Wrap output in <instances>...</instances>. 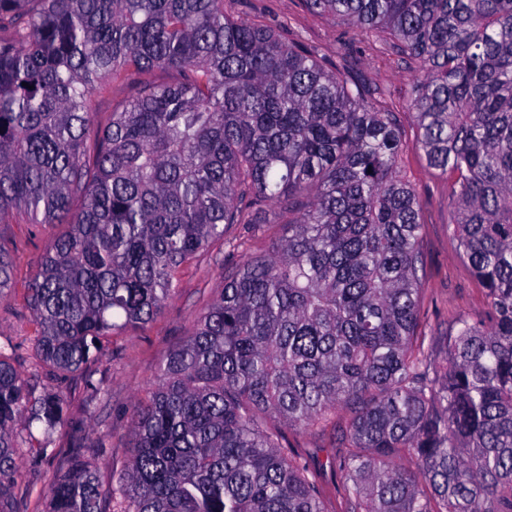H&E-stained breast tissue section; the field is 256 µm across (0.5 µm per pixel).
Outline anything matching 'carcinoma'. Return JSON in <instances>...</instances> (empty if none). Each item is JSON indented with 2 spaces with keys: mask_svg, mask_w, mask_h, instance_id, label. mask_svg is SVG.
Wrapping results in <instances>:
<instances>
[{
  "mask_svg": "<svg viewBox=\"0 0 512 512\" xmlns=\"http://www.w3.org/2000/svg\"><path fill=\"white\" fill-rule=\"evenodd\" d=\"M420 63L418 148L454 177L460 257L486 292L448 355L422 332L420 205L393 113L224 0H0V223L64 224L28 280L42 374L108 395L91 364L161 314L183 269L246 211L299 203L288 235L224 279L130 414L123 476L75 459L48 512H512V0H303ZM162 70L171 79L151 75ZM121 81L105 122L92 96ZM0 241V297L12 288ZM0 346V512L16 449L59 391ZM350 418L326 463L282 445Z\"/></svg>",
  "mask_w": 512,
  "mask_h": 512,
  "instance_id": "carcinoma-1",
  "label": "carcinoma"
}]
</instances>
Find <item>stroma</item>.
<instances>
[{
    "label": "stroma",
    "mask_w": 512,
    "mask_h": 512,
    "mask_svg": "<svg viewBox=\"0 0 512 512\" xmlns=\"http://www.w3.org/2000/svg\"><path fill=\"white\" fill-rule=\"evenodd\" d=\"M234 17L262 23L283 37L300 41L321 58L350 66L354 76L376 94L377 108L394 113L405 147L398 167L413 185L421 206L420 249L424 259L421 315L436 357H444L454 322L462 315H482L487 310L485 291L460 259L449 226L455 221L451 175L429 166L415 146L418 129L410 109L413 63L383 34L367 35L342 22L308 11L302 0H228ZM296 213L287 204L268 207L259 224L228 228L224 243H217L180 275L175 292L163 312L144 330L114 338L110 349L94 364L109 389L89 417L83 405V388L72 383L63 390L66 424L61 428L54 457H40L29 448L17 451L20 478L15 489L18 512H44L54 478L76 456L96 469L103 486L118 479L133 443L130 410L143 397L161 362L188 336L195 317L219 294L226 274L241 254L268 252L272 243L288 232ZM65 230L61 224H0V238L13 243L16 286L0 299V344H12L22 362V372L35 391L50 383L35 369L32 340L36 325L23 294V285L37 261Z\"/></svg>",
    "instance_id": "obj_1"
}]
</instances>
